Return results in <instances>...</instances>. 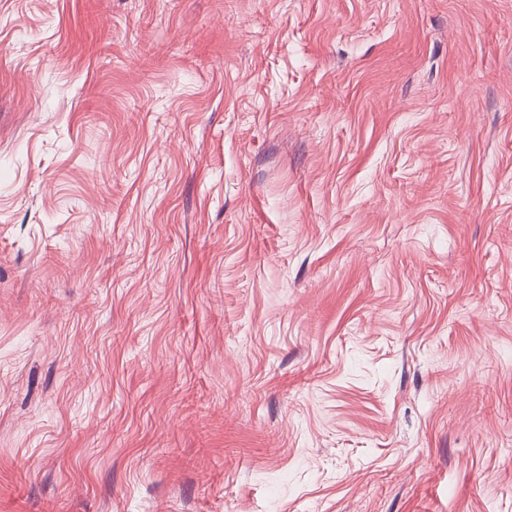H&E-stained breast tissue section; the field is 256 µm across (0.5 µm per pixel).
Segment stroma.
<instances>
[{"instance_id":"obj_1","label":"stroma","mask_w":512,"mask_h":512,"mask_svg":"<svg viewBox=\"0 0 512 512\" xmlns=\"http://www.w3.org/2000/svg\"><path fill=\"white\" fill-rule=\"evenodd\" d=\"M0 512H512V0H0Z\"/></svg>"}]
</instances>
